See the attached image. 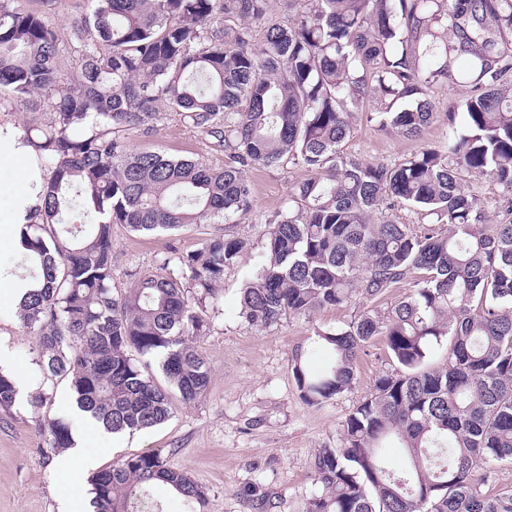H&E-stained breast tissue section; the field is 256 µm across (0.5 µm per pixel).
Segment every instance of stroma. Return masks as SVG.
<instances>
[{"instance_id":"stroma-1","label":"stroma","mask_w":512,"mask_h":512,"mask_svg":"<svg viewBox=\"0 0 512 512\" xmlns=\"http://www.w3.org/2000/svg\"><path fill=\"white\" fill-rule=\"evenodd\" d=\"M91 7L90 0H58L52 12L60 41L62 79H69L76 59L70 22ZM466 94L465 88L456 85L437 88L436 115L419 138L404 137L394 128H381L365 116H356L342 148L365 161L397 163L439 144L448 131L449 105L462 101ZM127 137L139 150L199 157L215 166L224 162L223 153L169 112L155 130L136 128ZM245 176L252 185V208L240 223L193 224L173 233L151 235L113 225V284L118 288L125 286L129 268L153 270L161 255L174 249L196 250L216 234L247 240L250 256L225 269L223 313L199 341L211 371L206 395L191 405L173 399L167 421L134 434H112L84 422L88 431L85 451L101 470L128 456L160 452L207 491L208 512H256L242 494L253 483L262 485L273 498L276 512H305L313 490L315 452L335 446L345 416L366 397L378 376L391 373L394 364L384 339L376 338L357 358L352 387L322 406L310 407L299 397L291 358L298 348L308 346L316 331L346 326L369 310L386 312L409 294L411 286L404 281L374 301L358 296L343 307H328L307 316L287 315L267 329L248 326L239 315V298L252 276L254 257L265 247L262 218L278 210L307 173L298 168L266 167L246 170ZM0 352L8 354L11 369L21 371L27 383L14 407L0 410V512H59L55 461L45 454L37 415H68L72 410L69 383L47 379L39 366L35 339L22 327L18 308L3 301ZM39 392L47 402L37 412L30 399Z\"/></svg>"}]
</instances>
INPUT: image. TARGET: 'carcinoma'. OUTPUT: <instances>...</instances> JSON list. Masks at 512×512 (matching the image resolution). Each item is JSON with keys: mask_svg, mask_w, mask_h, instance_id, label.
<instances>
[{"mask_svg": "<svg viewBox=\"0 0 512 512\" xmlns=\"http://www.w3.org/2000/svg\"><path fill=\"white\" fill-rule=\"evenodd\" d=\"M92 3L73 25L76 76L49 122L23 134L50 172L16 258L30 285L19 317L44 374L69 379L77 409L113 434L165 422L176 396L201 398L211 375L197 340L219 317L224 270L246 242L215 235L152 271L128 270L117 290L112 225L140 234L240 222L251 210L246 169L301 167L308 176L264 218L244 321L267 328L413 279L388 313L316 333L324 370L301 354L291 361L309 406L351 387L378 336L397 364L345 417L336 447L315 453L306 512H512V495L474 480L512 462V220L491 219L459 177L512 194V0H288L283 23L269 19L271 0ZM57 56L49 16L0 5V101L54 90ZM448 83L469 94L448 112L443 145L392 166L342 150L367 101L368 122L421 136L432 88ZM160 104L224 152V165L133 149L126 131L155 128ZM402 207L429 222L418 233L397 223ZM442 347L446 364L431 365ZM17 395L0 372V409ZM39 430L46 453L72 447L66 418L45 416ZM393 445L399 468L381 452ZM155 484L188 512L206 504L203 487L150 452L92 477L93 512H143ZM243 496L276 508L257 483Z\"/></svg>", "mask_w": 512, "mask_h": 512, "instance_id": "obj_1", "label": "carcinoma"}]
</instances>
